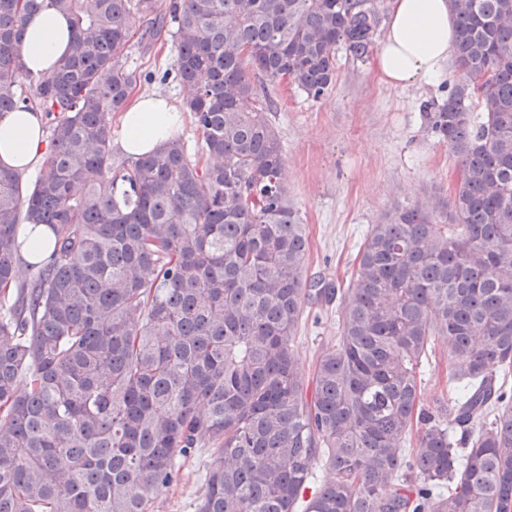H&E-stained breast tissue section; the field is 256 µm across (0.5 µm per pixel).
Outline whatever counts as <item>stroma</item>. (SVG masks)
<instances>
[{
    "label": "stroma",
    "instance_id": "1",
    "mask_svg": "<svg viewBox=\"0 0 512 512\" xmlns=\"http://www.w3.org/2000/svg\"><path fill=\"white\" fill-rule=\"evenodd\" d=\"M335 85L321 99L295 87L254 79L258 96L270 97L268 117L281 136L283 180L308 232V278L347 288L360 245L374 224L395 208L434 207L437 223L451 221L459 161L447 143L429 129L425 102L447 98L457 80L446 69L436 82L406 89L380 83L371 62L338 51ZM170 37L151 49L132 46L127 68L140 74L141 92H158L183 103L186 91L174 75ZM339 306H304L296 331L300 367L312 373L319 355L339 337ZM447 357L436 352L422 378L424 405L448 403ZM207 449L179 461L173 485L159 496L153 512H195L203 489Z\"/></svg>",
    "mask_w": 512,
    "mask_h": 512
}]
</instances>
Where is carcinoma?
<instances>
[{
    "mask_svg": "<svg viewBox=\"0 0 512 512\" xmlns=\"http://www.w3.org/2000/svg\"><path fill=\"white\" fill-rule=\"evenodd\" d=\"M450 2L460 78L423 115L460 159L452 223L414 205L373 226L307 376L303 305L338 289L304 276L272 99L241 102L250 72L321 98L338 48L373 52L381 4L0 0V115L39 105L52 145L30 186L0 168V512H148L199 448L196 512H512V0ZM45 3L72 25L49 81L21 53ZM164 34L214 163L175 137L115 167L126 52ZM24 222L54 251L19 282ZM440 338L462 391L433 410ZM444 350L443 346L437 347L435 356H432L422 372V400L424 405L433 409L448 405L447 356Z\"/></svg>",
    "mask_w": 512,
    "mask_h": 512,
    "instance_id": "obj_1",
    "label": "carcinoma"
}]
</instances>
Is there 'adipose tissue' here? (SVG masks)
<instances>
[{
	"label": "adipose tissue",
	"mask_w": 512,
	"mask_h": 512,
	"mask_svg": "<svg viewBox=\"0 0 512 512\" xmlns=\"http://www.w3.org/2000/svg\"><path fill=\"white\" fill-rule=\"evenodd\" d=\"M72 37L64 15L53 7L28 17L23 58L39 78L53 77ZM456 40L450 0H391L387 25L373 68L382 84L406 88L438 78L449 64ZM185 109L158 93L130 97L121 113L120 146L131 156L160 147L175 137ZM39 106L0 116V166L20 173L40 166L51 152Z\"/></svg>",
	"instance_id": "adipose-tissue-1"
}]
</instances>
